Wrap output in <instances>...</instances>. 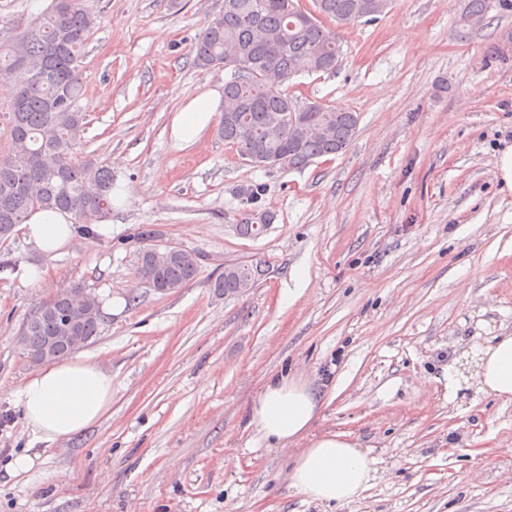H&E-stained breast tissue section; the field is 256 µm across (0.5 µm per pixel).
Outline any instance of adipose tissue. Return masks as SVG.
Masks as SVG:
<instances>
[{
    "label": "adipose tissue",
    "mask_w": 512,
    "mask_h": 512,
    "mask_svg": "<svg viewBox=\"0 0 512 512\" xmlns=\"http://www.w3.org/2000/svg\"><path fill=\"white\" fill-rule=\"evenodd\" d=\"M219 103L220 95L214 90L191 99L173 117L171 138L180 144L195 142L211 125ZM20 231L28 244L50 254L69 242L72 216L37 210ZM469 355L472 374L459 378L444 372L447 387L512 401V335L474 345ZM16 400L34 439L49 444L82 434L109 411L112 376L87 356L64 358L28 378L17 390ZM324 402L323 391L312 383L288 375L272 377L252 403L249 426L278 448L303 442L289 475V485L297 493L318 503L347 505L359 501L370 488L373 462L345 434L313 435Z\"/></svg>",
    "instance_id": "adipose-tissue-1"
}]
</instances>
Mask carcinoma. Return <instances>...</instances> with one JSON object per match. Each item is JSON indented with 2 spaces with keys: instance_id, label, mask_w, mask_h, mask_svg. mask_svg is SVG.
<instances>
[{
  "instance_id": "cac0c4a2",
  "label": "carcinoma",
  "mask_w": 512,
  "mask_h": 512,
  "mask_svg": "<svg viewBox=\"0 0 512 512\" xmlns=\"http://www.w3.org/2000/svg\"><path fill=\"white\" fill-rule=\"evenodd\" d=\"M379 0H224V11L209 21L190 48L196 68L224 67L234 56V76L224 82V108L217 136L241 154L250 151L280 170L302 169L319 158L335 156L350 145L358 125L353 112L311 102L303 105L283 84L299 74L329 73L341 61V43L324 22L347 25L381 14ZM100 16L88 0H53L49 11L30 28L0 43V72L14 77L15 99L8 105V146L0 152V240L36 209L70 212L82 231L112 209V169L81 157L86 115L76 101L81 63ZM265 182L237 190L248 213L237 225L245 238L259 236L272 216L260 209ZM260 263L224 271L213 283L233 296L239 282L266 275ZM137 274L160 281L172 291L195 280V254L175 257L163 266L138 252ZM78 318V326L96 337L100 312L81 310L78 291L39 305L23 323L28 355H38L52 320Z\"/></svg>"
}]
</instances>
